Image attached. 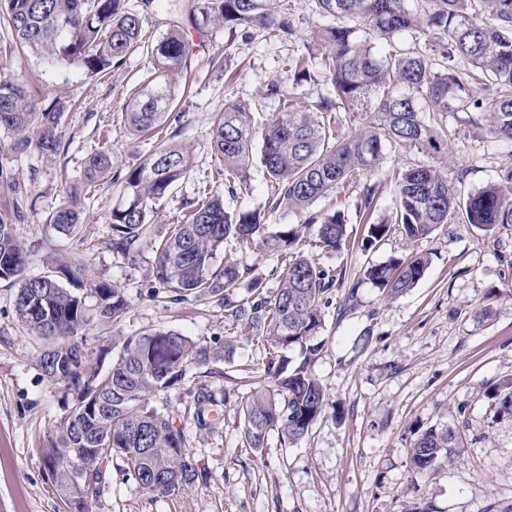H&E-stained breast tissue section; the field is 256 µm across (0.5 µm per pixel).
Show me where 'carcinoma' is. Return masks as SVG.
<instances>
[{"instance_id": "1", "label": "carcinoma", "mask_w": 512, "mask_h": 512, "mask_svg": "<svg viewBox=\"0 0 512 512\" xmlns=\"http://www.w3.org/2000/svg\"><path fill=\"white\" fill-rule=\"evenodd\" d=\"M276 0H195L189 23L197 29L224 26L230 31L257 27L277 40L298 37L291 13ZM318 15L336 22L319 24L310 40L324 53L318 59L332 87L308 108L290 99L285 110L266 123H255L248 106L226 103L214 117L211 147L224 163V187L233 192L247 180L253 148L272 187V208L301 216L299 226L270 232L261 212H229L223 200L204 188L190 203L182 224H174L156 244V281L173 301L192 294L224 299V318L240 333L268 347L258 381L242 401L243 445L263 448L269 435L294 445L325 413L328 400L310 366L322 349L325 308L344 272L322 267L295 249L301 231L317 225L311 246L340 253L350 247V223L343 210L315 212L314 203L347 188L356 191L354 213L365 224L362 248L392 234L412 242L442 224L461 221L489 232L512 224V164L499 181L467 197L448 182V113L475 114L497 138L512 141V0H314ZM0 14L16 41L26 49L95 76L136 52L141 45L142 14L128 0H0ZM415 30L424 42L398 46L395 38ZM391 49L380 55L376 46ZM151 76L127 103L125 122L135 134L157 131L176 102L172 75L190 67L191 49L182 23L172 25L151 47ZM67 109L63 102L37 104L23 84L0 78V128L15 133L13 148L31 144L48 156L65 150L58 134ZM360 115V126L345 136L342 113ZM388 146L414 148L430 162L391 173L395 206L374 218L381 185L359 184L357 177L377 167ZM193 172L192 154L169 140L125 173L117 174L125 202L112 209V251L133 262L151 236L153 204ZM112 173V156L99 151L88 159L85 184L72 185L53 217L52 228L74 239L81 230V198ZM13 216L0 214V280L16 286L15 312L33 336L50 342L40 355L44 375L54 379L59 349L85 335L91 323L106 326L127 311L124 293L103 279L88 277L85 264L54 260V274L41 282L24 274L27 252L13 234ZM261 239L280 259L279 286L271 290L250 268L215 269V250L224 242ZM428 267L423 255L375 264L365 277L396 298L415 287ZM247 294L237 297L240 281ZM96 297L95 315L87 313L79 291ZM201 346L174 330H153L121 340L107 369L84 376L77 367L66 384L74 402L87 407L78 419L57 430L42 449L43 461L59 467L61 498L80 473L94 478L98 500L100 472L119 460L120 472L133 488L173 496L208 482L186 448L172 416L151 405V397L180 383L191 368L229 353ZM491 397L512 412V378L494 386ZM218 404L202 387L195 399L199 426ZM463 443L448 427L416 432L410 466L423 474L461 457Z\"/></svg>"}]
</instances>
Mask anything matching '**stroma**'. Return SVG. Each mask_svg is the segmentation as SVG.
Returning <instances> with one entry per match:
<instances>
[{
    "label": "stroma",
    "mask_w": 512,
    "mask_h": 512,
    "mask_svg": "<svg viewBox=\"0 0 512 512\" xmlns=\"http://www.w3.org/2000/svg\"><path fill=\"white\" fill-rule=\"evenodd\" d=\"M277 3L292 10L298 40L278 41L256 28L233 36L220 27L187 28L192 73L166 128L190 147L193 176L156 202L154 239L180 222L203 183L223 197L226 209L264 211L270 231L297 226L296 214L270 210L260 164H252L246 183L226 193L224 167L210 147L212 117L225 103L255 106L261 123L282 110L278 97L267 95L268 86L279 85L303 106L329 89L317 67L301 79L286 67L288 59L320 54L309 41L319 22L313 0ZM191 7V0H166L149 8L143 14L145 48L102 78L36 53L7 56L6 76L26 82L39 101L69 105L60 126L65 151L56 158L33 146L14 149L13 133L0 129V212L15 215L13 233L27 251L26 275L44 274L51 256L64 252L87 258L90 275L124 292L126 313L110 326L91 328L92 345L110 346L157 329L213 348L233 342L229 356L190 370L177 388L151 400L183 430L189 452L209 475L207 484L160 497L135 490L116 470L91 512H512V414L490 397L500 380L512 377V224L488 234L457 221L410 244L392 236L342 255L314 251L321 266L345 272L325 311L323 347L310 366L330 407L296 445L282 446L273 435L260 449L242 444L240 398L264 370V349L225 321L221 302H169L155 280L151 245H143L133 263L113 254L109 218L122 200L120 184L102 181L82 198L83 240L53 230L65 188L82 182L89 156L110 152L117 173L155 150L156 140L134 135L122 114L150 76L147 45ZM216 56L224 58L223 68L211 66ZM448 131V179L461 195L496 182L512 162V143L498 140L488 127L452 115ZM409 253L427 255L430 265L404 295L388 298L365 280L367 267ZM227 263L255 269L270 288L279 285L277 257L260 242L217 248L214 266ZM14 299V287L0 281V512H64L40 450L54 436L67 396L44 376L43 343L18 321ZM203 384L231 392L214 407L205 429L194 418V396ZM430 426L456 431L465 453L455 464L418 475L409 448L415 431Z\"/></svg>",
    "instance_id": "1"
}]
</instances>
